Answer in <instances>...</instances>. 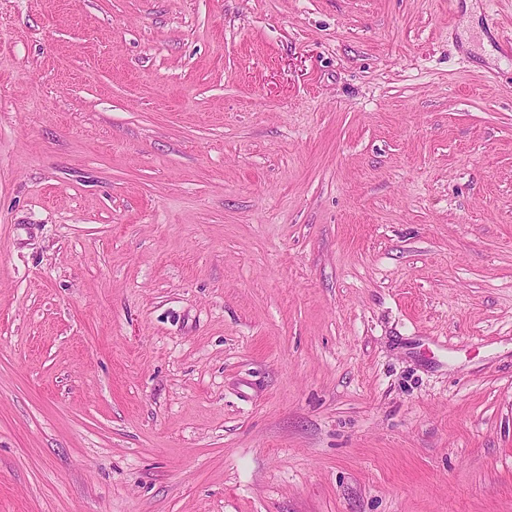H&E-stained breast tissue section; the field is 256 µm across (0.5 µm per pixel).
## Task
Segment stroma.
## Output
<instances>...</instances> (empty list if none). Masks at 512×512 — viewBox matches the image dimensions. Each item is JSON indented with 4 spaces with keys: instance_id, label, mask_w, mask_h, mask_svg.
<instances>
[{
    "instance_id": "35a3bbf8",
    "label": "stroma",
    "mask_w": 512,
    "mask_h": 512,
    "mask_svg": "<svg viewBox=\"0 0 512 512\" xmlns=\"http://www.w3.org/2000/svg\"><path fill=\"white\" fill-rule=\"evenodd\" d=\"M512 0H0V512H512Z\"/></svg>"
}]
</instances>
